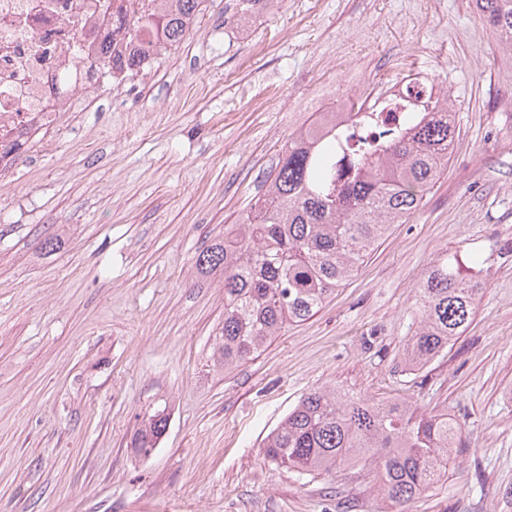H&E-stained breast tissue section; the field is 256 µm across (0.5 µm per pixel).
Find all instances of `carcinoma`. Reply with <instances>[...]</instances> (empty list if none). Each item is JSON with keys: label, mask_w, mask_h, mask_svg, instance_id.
<instances>
[{"label": "carcinoma", "mask_w": 512, "mask_h": 512, "mask_svg": "<svg viewBox=\"0 0 512 512\" xmlns=\"http://www.w3.org/2000/svg\"><path fill=\"white\" fill-rule=\"evenodd\" d=\"M130 27L131 47L107 61L112 73L141 70L155 46L141 35L162 29L165 42L187 38L205 0H172ZM236 21L247 24L274 0H237ZM512 57V0H474ZM457 134L448 100L402 118L390 146L366 142L351 150L346 181L330 184L336 128L295 130L268 190L252 200L240 223L196 257L202 275L224 285V325L214 363L232 369L259 355L291 324L313 317L353 279L364 258L394 224H405L448 170ZM484 282L444 253L426 269L417 299L418 324L407 340L404 365L420 369L462 335L473 320ZM169 426L166 409L142 416L131 446L139 455L159 445ZM462 447V424L448 412L426 411L406 400L354 397L336 387L314 389L265 438L263 455L301 476L330 475L338 466L369 468L371 489L395 512L448 476Z\"/></svg>", "instance_id": "obj_1"}]
</instances>
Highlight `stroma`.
<instances>
[{
	"instance_id": "1",
	"label": "stroma",
	"mask_w": 512,
	"mask_h": 512,
	"mask_svg": "<svg viewBox=\"0 0 512 512\" xmlns=\"http://www.w3.org/2000/svg\"><path fill=\"white\" fill-rule=\"evenodd\" d=\"M206 0L143 71L98 74L47 146L0 179V512H381L366 474L300 477L264 438L335 386L448 410L466 440L409 512H512V57L472 0H280L248 28ZM427 74L455 105L448 170L357 277L229 371L197 254L262 195L303 99ZM485 288L424 368L402 358L429 263ZM168 408L150 457L130 441Z\"/></svg>"
}]
</instances>
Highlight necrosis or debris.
<instances>
[{"label": "necrosis or debris", "instance_id": "necrosis-or-debris-1", "mask_svg": "<svg viewBox=\"0 0 512 512\" xmlns=\"http://www.w3.org/2000/svg\"><path fill=\"white\" fill-rule=\"evenodd\" d=\"M153 7V0H0V174L16 168L35 136L58 129L72 100L89 89L88 68L104 46L124 47L126 21ZM442 94L419 74L359 106L402 113Z\"/></svg>", "mask_w": 512, "mask_h": 512}]
</instances>
